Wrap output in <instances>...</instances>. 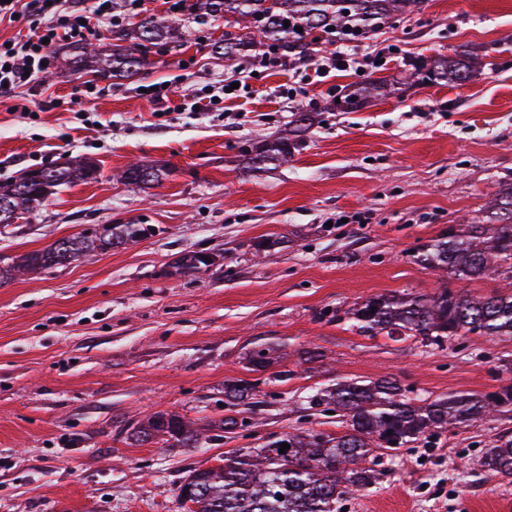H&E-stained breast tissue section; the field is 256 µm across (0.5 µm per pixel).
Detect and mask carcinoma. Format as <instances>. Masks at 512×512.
I'll return each instance as SVG.
<instances>
[{
    "mask_svg": "<svg viewBox=\"0 0 512 512\" xmlns=\"http://www.w3.org/2000/svg\"><path fill=\"white\" fill-rule=\"evenodd\" d=\"M422 0H192L188 12L204 19L230 15L243 20V31H226L214 45L224 60L233 62L247 51L277 49L304 57L334 38H362L399 17L419 10ZM289 25H284V22ZM303 28L298 32L295 27ZM185 38L183 19L175 15H149L135 27L132 37H115L107 51L73 48L74 71L90 68L129 79L147 65V45L178 43ZM482 67V58L464 49L453 57L420 59L400 78H370L328 107L331 112H354L372 97L394 95L400 85L430 80L438 85H463ZM298 141L277 139L255 163H284ZM91 160H67L48 168L29 169L6 186L0 185V223L17 220L41 209L61 186L96 179ZM170 171L159 165L135 163L122 178L129 185H160ZM151 224H112L103 234L85 229L62 238L48 248L25 253L0 266V281L34 269L72 264L86 252H106L153 235ZM417 262L446 272L448 279L512 280V186L496 195L489 224H458L448 233L423 246ZM213 265V256L189 251L176 263L180 273ZM360 331L413 338L425 346L468 335L512 336V291L489 296H467L443 286L431 296L412 293L384 294L366 299L347 311ZM276 344L265 342L250 351L251 371L273 364ZM256 384L238 380L224 386V416L208 430L219 439L225 433L249 425L246 412L256 406ZM313 407L326 406L345 423V430L290 433L260 448H238L224 456V464L190 472L179 488L188 512H340L339 504L351 493L376 483L373 462L379 453H395L430 436L483 420L512 406V385L485 394H453L416 400L394 377L375 381L341 380L318 390L308 400ZM132 444L144 446L170 441L194 448L200 432L175 414L160 412L128 428ZM289 448L282 449V444ZM284 453H279V450ZM484 469L512 477V439L498 438L488 448Z\"/></svg>",
    "mask_w": 512,
    "mask_h": 512,
    "instance_id": "carcinoma-1",
    "label": "carcinoma"
}]
</instances>
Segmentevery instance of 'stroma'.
<instances>
[{"label": "stroma", "mask_w": 512, "mask_h": 512, "mask_svg": "<svg viewBox=\"0 0 512 512\" xmlns=\"http://www.w3.org/2000/svg\"><path fill=\"white\" fill-rule=\"evenodd\" d=\"M223 18L186 19L183 44L157 45L144 73L115 80L74 73L59 48L33 86L0 98V181L68 156L94 158L95 181L59 189L35 215L0 224V259L48 247L97 224H152L155 235L72 264L0 283V512H185L189 471L225 452L300 431H339L336 415L309 408L342 379L392 376L411 397L489 393L512 362V336H469L424 346L370 338L343 318L379 294L434 293L438 272L414 255L453 224H483L512 186V0H423L383 26L360 52H383L370 74L310 78L248 58L224 65L213 45ZM483 56L464 86L414 85L355 112L328 104L371 76L410 61ZM170 81V112L140 86ZM239 83L241 95L208 111L181 110L185 95ZM95 97L79 105L85 84ZM305 93L288 99V87ZM39 104L35 118L17 104ZM313 114L288 163L254 169L245 148L286 134ZM166 166L161 185L120 180L133 161ZM280 247L256 254L260 236ZM219 265L176 274L188 251ZM278 347L274 367L250 371L256 345ZM320 354L288 382L304 351ZM255 382L244 430L196 448L138 447L128 426L158 412L196 424L224 414V385ZM512 437V411L422 439L376 465L377 484L350 495L346 512H512V481L483 471L486 448Z\"/></svg>", "instance_id": "stroma-1"}]
</instances>
